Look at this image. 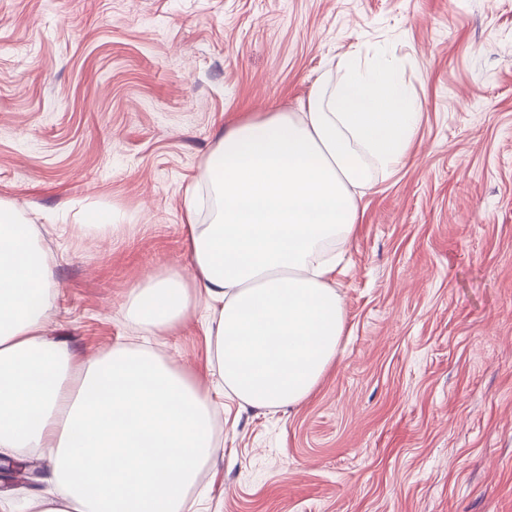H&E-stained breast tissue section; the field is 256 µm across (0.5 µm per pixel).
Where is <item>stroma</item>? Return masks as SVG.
<instances>
[{
  "instance_id": "35a3bbf8",
  "label": "stroma",
  "mask_w": 512,
  "mask_h": 512,
  "mask_svg": "<svg viewBox=\"0 0 512 512\" xmlns=\"http://www.w3.org/2000/svg\"><path fill=\"white\" fill-rule=\"evenodd\" d=\"M348 52L399 65L415 141L336 249L334 367L293 409L225 398L185 512H512V0H0V200L54 255L47 334L213 388L203 306L154 333L129 292L184 269L225 125L299 111Z\"/></svg>"
}]
</instances>
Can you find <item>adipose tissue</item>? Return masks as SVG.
<instances>
[{
	"instance_id": "obj_1",
	"label": "adipose tissue",
	"mask_w": 512,
	"mask_h": 512,
	"mask_svg": "<svg viewBox=\"0 0 512 512\" xmlns=\"http://www.w3.org/2000/svg\"><path fill=\"white\" fill-rule=\"evenodd\" d=\"M419 121L395 63L347 53L306 110L226 126L200 165L210 223L187 207L186 269L148 275L126 319L167 331L205 302L222 385L257 410L302 404L345 328L321 253L351 240L372 164L398 167ZM54 288L35 225L0 201V455L49 450L52 489L33 512H183L218 450L210 393L148 348L85 357L50 339Z\"/></svg>"
}]
</instances>
